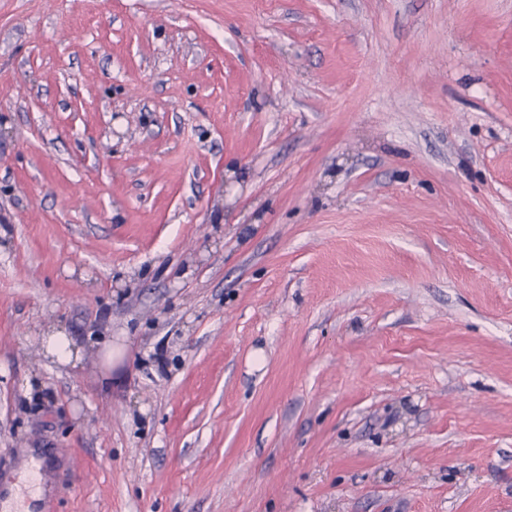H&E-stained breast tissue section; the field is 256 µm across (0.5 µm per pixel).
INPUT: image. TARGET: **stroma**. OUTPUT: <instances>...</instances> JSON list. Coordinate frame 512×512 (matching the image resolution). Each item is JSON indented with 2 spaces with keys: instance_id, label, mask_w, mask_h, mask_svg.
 Instances as JSON below:
<instances>
[{
  "instance_id": "stroma-1",
  "label": "stroma",
  "mask_w": 512,
  "mask_h": 512,
  "mask_svg": "<svg viewBox=\"0 0 512 512\" xmlns=\"http://www.w3.org/2000/svg\"><path fill=\"white\" fill-rule=\"evenodd\" d=\"M28 448L40 512H512V0H0ZM46 352L49 356H55L57 360L64 364L73 363L78 360L79 351H74L68 336H64L61 332H54L43 339ZM75 363H73V366Z\"/></svg>"
}]
</instances>
